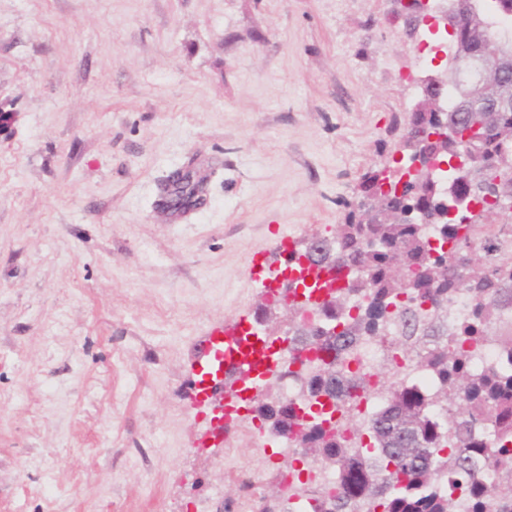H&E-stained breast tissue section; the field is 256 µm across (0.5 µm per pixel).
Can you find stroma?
I'll use <instances>...</instances> for the list:
<instances>
[{
	"label": "stroma",
	"instance_id": "35a3bbf8",
	"mask_svg": "<svg viewBox=\"0 0 512 512\" xmlns=\"http://www.w3.org/2000/svg\"><path fill=\"white\" fill-rule=\"evenodd\" d=\"M406 0H0V512H241L288 459L194 367L345 221L419 98ZM205 202L156 209L169 175ZM232 456L236 478L225 479ZM225 371L223 360L210 363L207 371H205L204 367H201V379L196 384V389L198 390L196 399L200 403L209 401L211 405L213 404V421L222 427H224V406L227 404L224 402V398L223 402H217V399L213 400V398L217 395V389L221 388V386L224 387V384L230 385L234 380V375L229 372L224 382ZM224 430H228V428L225 426Z\"/></svg>",
	"mask_w": 512,
	"mask_h": 512
}]
</instances>
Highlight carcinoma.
<instances>
[{"mask_svg": "<svg viewBox=\"0 0 512 512\" xmlns=\"http://www.w3.org/2000/svg\"><path fill=\"white\" fill-rule=\"evenodd\" d=\"M462 130L468 140L439 135L448 121L446 112H415L414 134H424L422 150L443 162L474 149L479 164L473 167L466 187L471 198L486 201L495 196L486 166L497 162L500 141L478 125L475 110L466 107ZM388 181L382 193L386 210L400 213L419 200L422 185L404 170H371L361 188L371 193L380 181ZM207 179L185 174L181 184L167 179L162 206L185 212L203 201ZM423 223L439 228L435 246L423 236L419 224L370 223L349 212L345 223L326 236L330 248L312 261L329 262L339 271L336 291L317 304L326 321L303 328L297 320L304 308L286 305L284 291L265 300L255 316L278 311L288 314L293 339L311 347L318 362L312 372L294 373L306 388L298 405L260 393L249 405L253 417L268 433L289 438L299 448L294 460H313L336 471V493L307 489L318 500L317 512H363L375 499L379 512H457V495L468 500L467 512H512V370L478 373L472 368L473 350L495 322L494 311L512 302V265L498 263L475 244L471 225L454 224L448 207L433 195L425 202ZM475 250L482 257L476 268L464 265L465 255ZM361 286L368 296L362 308L352 306L348 292ZM473 293L477 321L448 336L437 328L448 297ZM362 336L388 344L385 368L388 376L384 408L369 422L359 425L347 413L344 420L313 411L316 398L325 397L340 410L339 402H355L369 389L366 376L347 369L345 355ZM422 368L433 375L436 388L428 393L407 383L403 370ZM441 402L446 418L438 420L431 407ZM498 472V484L479 482L481 471Z\"/></svg>", "mask_w": 512, "mask_h": 512, "instance_id": "1", "label": "carcinoma"}]
</instances>
